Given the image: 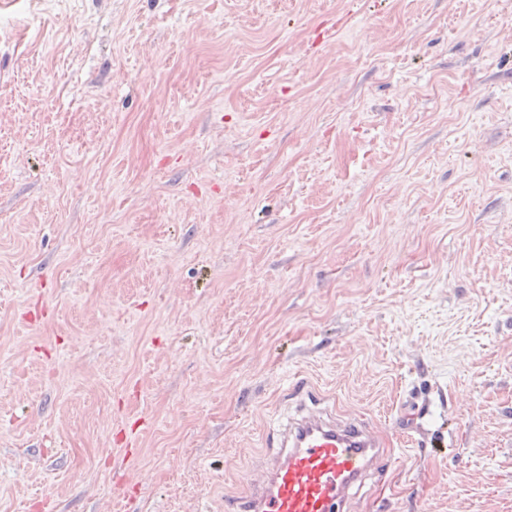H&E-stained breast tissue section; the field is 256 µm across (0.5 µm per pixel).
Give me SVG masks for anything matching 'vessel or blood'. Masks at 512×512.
Listing matches in <instances>:
<instances>
[{
  "label": "vessel or blood",
  "mask_w": 512,
  "mask_h": 512,
  "mask_svg": "<svg viewBox=\"0 0 512 512\" xmlns=\"http://www.w3.org/2000/svg\"><path fill=\"white\" fill-rule=\"evenodd\" d=\"M277 440L281 454L248 495L225 500L224 512H340L388 455L358 420L339 424L315 413L289 421Z\"/></svg>",
  "instance_id": "1"
}]
</instances>
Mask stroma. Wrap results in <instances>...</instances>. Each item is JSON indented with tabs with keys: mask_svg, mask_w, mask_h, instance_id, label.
I'll use <instances>...</instances> for the list:
<instances>
[{
	"mask_svg": "<svg viewBox=\"0 0 512 512\" xmlns=\"http://www.w3.org/2000/svg\"><path fill=\"white\" fill-rule=\"evenodd\" d=\"M297 377L512 512V0H0V512H224Z\"/></svg>",
	"mask_w": 512,
	"mask_h": 512,
	"instance_id": "obj_1",
	"label": "stroma"
}]
</instances>
